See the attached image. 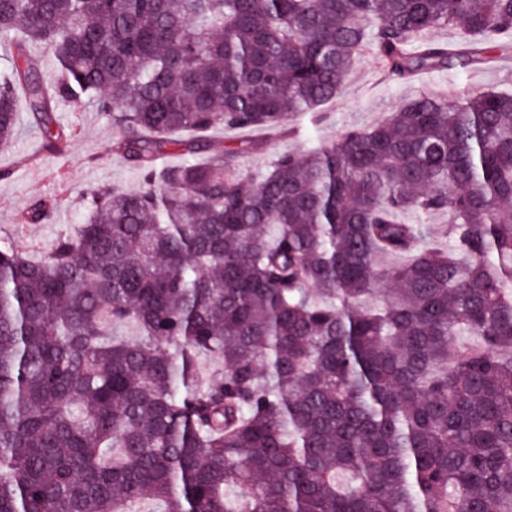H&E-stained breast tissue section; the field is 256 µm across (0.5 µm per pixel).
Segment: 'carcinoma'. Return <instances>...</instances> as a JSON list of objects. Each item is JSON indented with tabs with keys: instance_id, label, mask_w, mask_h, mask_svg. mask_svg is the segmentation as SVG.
<instances>
[{
	"instance_id": "1",
	"label": "carcinoma",
	"mask_w": 512,
	"mask_h": 512,
	"mask_svg": "<svg viewBox=\"0 0 512 512\" xmlns=\"http://www.w3.org/2000/svg\"><path fill=\"white\" fill-rule=\"evenodd\" d=\"M0 49L1 148L18 100L52 152L93 101L141 176L42 261L0 245V512H512V94H423L258 178L183 137L317 124L367 49L467 73L512 0H0Z\"/></svg>"
}]
</instances>
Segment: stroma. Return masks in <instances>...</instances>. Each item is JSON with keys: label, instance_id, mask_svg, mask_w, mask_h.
<instances>
[{"label": "stroma", "instance_id": "obj_1", "mask_svg": "<svg viewBox=\"0 0 512 512\" xmlns=\"http://www.w3.org/2000/svg\"><path fill=\"white\" fill-rule=\"evenodd\" d=\"M512 92V72L485 66L458 75L449 71H430L410 79L385 72L371 52L359 56L342 92L325 105L327 119L322 136L330 137L346 126H370L385 120L409 99L421 94L453 96L460 86ZM56 118L60 126L73 130V141L65 153L45 151L41 131L24 121L13 142L0 148V170H11L10 178L0 180V243H11L27 250L32 259H41L53 239L84 220V192L100 186L135 188L139 172L112 150V127L101 116L95 103L80 109L60 106ZM297 135L266 129H212L208 139L238 150L240 142L260 139L255 152H241L240 164L253 174L264 172L273 157L283 152H302L312 128L309 117L291 119ZM48 197L57 204L53 219L46 224H27L22 211L36 198Z\"/></svg>", "mask_w": 512, "mask_h": 512}]
</instances>
